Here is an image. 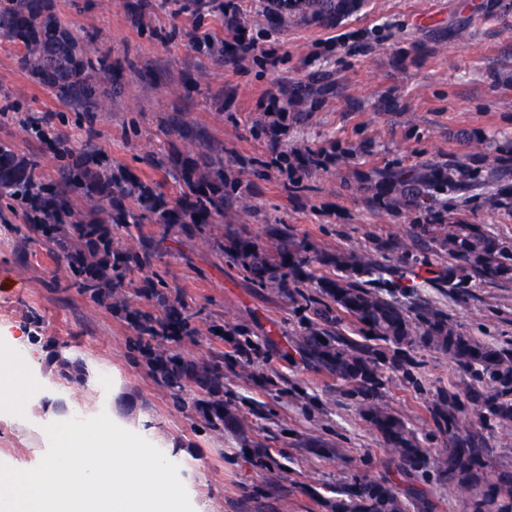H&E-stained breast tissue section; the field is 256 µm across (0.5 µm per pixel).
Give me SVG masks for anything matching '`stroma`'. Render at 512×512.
I'll return each mask as SVG.
<instances>
[{
    "instance_id": "obj_1",
    "label": "stroma",
    "mask_w": 512,
    "mask_h": 512,
    "mask_svg": "<svg viewBox=\"0 0 512 512\" xmlns=\"http://www.w3.org/2000/svg\"><path fill=\"white\" fill-rule=\"evenodd\" d=\"M482 0H366L340 28L287 24L269 33L255 27V44L276 51V66L251 56L218 65L198 46L217 34L232 37L222 11L199 16L194 0H152L145 19L133 18L111 0H52L55 12L77 34L87 56L106 58L122 91L94 118L79 117L72 105L40 84L19 63L20 51L0 37V141L22 155H37L52 169L58 150L86 148L107 165L124 166L150 180L164 172L148 168L146 155L179 144L171 117L205 131L224 147V168L240 179L254 207L250 233L283 225L290 237L326 251H368L396 268L400 254L381 252L382 242L412 241L414 220L371 200L357 172L389 165L444 163L469 154L453 133L462 128L512 134V83L492 85L493 70L512 71V11L501 21L477 22ZM470 20L471 35L449 39L448 24ZM328 71L333 91L304 124L289 126L280 140L288 148H316L330 140L375 142L371 156L342 172L324 171L289 185L273 164L268 138L253 127L263 121L259 102L282 99L289 83L306 80L310 59ZM400 97L399 111L384 110L382 91ZM35 115L55 128L52 145L19 133L20 119ZM172 286L200 310L202 321L223 317L248 331L254 344L249 362L234 357L236 339L199 336L192 353H224V398L238 420L221 433H197L189 408L172 404L144 366L128 352L127 326L93 307L72 288L63 263L39 243H23L0 223V346L23 331L20 348L38 384L22 416L0 414V463L36 467L49 446L48 424L62 417L100 413L135 432L180 463L179 476L194 512H331L336 489L358 480L396 477L398 459L362 414L363 403L346 385L296 348L303 312L287 297L253 286L231 261L193 241L164 255ZM402 304L429 303L475 338L512 349V280H473L468 297L429 288L401 295ZM82 358L96 378H110L107 393L60 377L54 359L59 345ZM472 376L435 350H408L400 366L385 364L380 398L403 420L431 459L448 445L434 418L449 392H463ZM66 412H59L57 402ZM466 431L478 432L491 467L512 469V426L459 416ZM413 486L430 512H462L461 495L437 467L414 473Z\"/></svg>"
}]
</instances>
